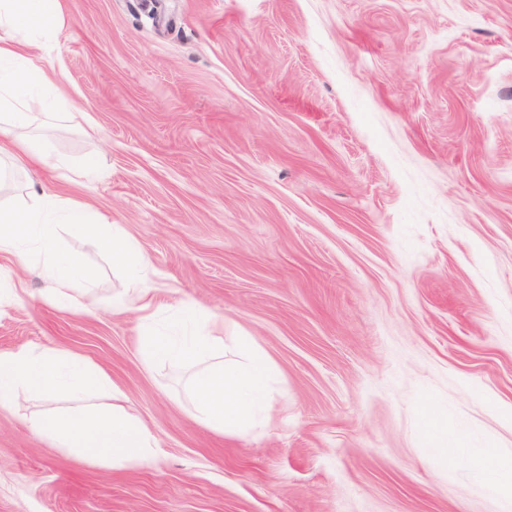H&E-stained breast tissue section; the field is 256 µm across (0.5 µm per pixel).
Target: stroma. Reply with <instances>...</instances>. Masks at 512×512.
I'll list each match as a JSON object with an SVG mask.
<instances>
[{
    "label": "stroma",
    "instance_id": "stroma-1",
    "mask_svg": "<svg viewBox=\"0 0 512 512\" xmlns=\"http://www.w3.org/2000/svg\"><path fill=\"white\" fill-rule=\"evenodd\" d=\"M63 8L71 98L39 134L67 162L16 169L4 200L87 201L159 289L153 315L113 311L129 269L59 226L89 308L0 255V352L103 371L113 394L80 402L121 405L154 448L88 462L31 431L45 403L25 394L0 409V512H501L481 457L512 454V0ZM187 302L214 358L244 336L274 364L250 433L203 425L190 368L147 355Z\"/></svg>",
    "mask_w": 512,
    "mask_h": 512
}]
</instances>
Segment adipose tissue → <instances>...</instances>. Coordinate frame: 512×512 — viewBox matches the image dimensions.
I'll return each instance as SVG.
<instances>
[{
	"instance_id": "obj_1",
	"label": "adipose tissue",
	"mask_w": 512,
	"mask_h": 512,
	"mask_svg": "<svg viewBox=\"0 0 512 512\" xmlns=\"http://www.w3.org/2000/svg\"><path fill=\"white\" fill-rule=\"evenodd\" d=\"M63 24L62 0H0V157L11 155L41 168L50 164L39 141L26 131L53 118L39 91L58 88L56 66L45 50ZM60 224L79 234H98L100 247L116 265L145 261L119 225L93 216L86 203L43 192L21 210L0 206V254L23 260L28 252H35L51 284L45 295L49 303L69 298L76 290L89 292L91 284L77 264L61 253L56 238ZM180 323L183 331L178 336H148L151 356L188 364L208 351L209 338L198 326L192 306H182ZM238 347L246 354L244 361L201 368L191 383L198 419L221 433L242 434L253 428L273 374L268 356L247 338H240ZM64 387L99 392L111 384L104 373L76 364L64 350H46L36 356L24 348L0 353V408L23 391L48 397ZM32 429L60 447L101 463L138 466L149 458L153 446L152 434L117 410L53 413L36 419Z\"/></svg>"
}]
</instances>
